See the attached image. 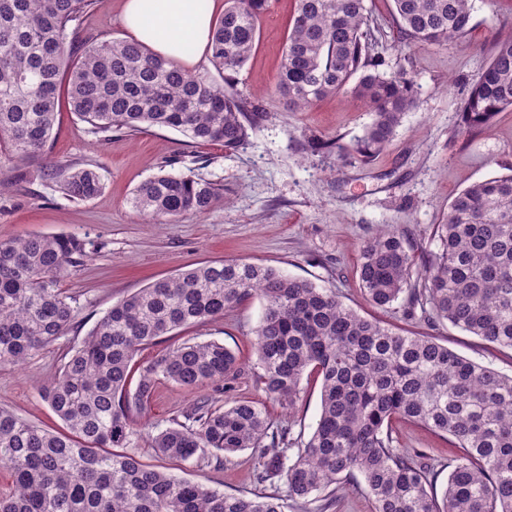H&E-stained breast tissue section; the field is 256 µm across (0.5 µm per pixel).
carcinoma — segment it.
<instances>
[{
  "label": "carcinoma",
  "instance_id": "1",
  "mask_svg": "<svg viewBox=\"0 0 512 512\" xmlns=\"http://www.w3.org/2000/svg\"><path fill=\"white\" fill-rule=\"evenodd\" d=\"M270 0H226L214 24L210 60L219 79L192 75L133 41L83 38L95 0H0V156L40 159L41 175L70 200L105 185L102 167L75 169L46 156L60 93L95 133L170 128L226 150L244 144L263 106L226 84L250 58ZM406 39L446 47L468 43L473 0H392ZM367 0H297L276 88L291 112L349 93L372 113L356 152L365 161L390 142L416 107L413 80L379 67ZM512 110V29L493 32L490 57L465 99L467 130ZM218 197L199 178L158 174L133 191L153 224L207 212ZM434 236L439 250L417 259L404 235L383 229L361 247L366 298L431 326L448 323L512 350V173L475 182L449 204ZM75 236L0 241V366H18L64 335L76 311L58 288L86 255ZM256 294V383L288 411L303 378L322 379L321 413L308 439L293 422L275 426L260 403L197 401L185 421L152 436L161 460L221 466L246 449L271 454L255 480L283 487L226 495L140 459L142 410L160 380L191 391L234 380L243 366L217 341L184 343L139 367L137 353L162 336L224 315ZM66 426L52 432L0 410V462L12 490L0 512H328L333 487L364 492L374 512H512V375L458 355L430 336L402 335L346 306L336 291L266 268L224 260L155 280L114 304L42 389ZM399 422L454 440L442 498L433 464L394 445Z\"/></svg>",
  "mask_w": 512,
  "mask_h": 512
}]
</instances>
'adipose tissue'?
<instances>
[{
    "mask_svg": "<svg viewBox=\"0 0 512 512\" xmlns=\"http://www.w3.org/2000/svg\"><path fill=\"white\" fill-rule=\"evenodd\" d=\"M122 18L134 41L183 67L194 66L209 50L213 11L201 0H124ZM187 45L194 55L184 53Z\"/></svg>",
    "mask_w": 512,
    "mask_h": 512,
    "instance_id": "obj_1",
    "label": "adipose tissue"
}]
</instances>
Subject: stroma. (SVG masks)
<instances>
[{
	"label": "stroma",
	"mask_w": 512,
	"mask_h": 512,
	"mask_svg": "<svg viewBox=\"0 0 512 512\" xmlns=\"http://www.w3.org/2000/svg\"><path fill=\"white\" fill-rule=\"evenodd\" d=\"M122 4L96 0L89 33L106 40L127 39ZM373 8L385 68L413 76L417 106L403 115L387 147L366 162L353 150L371 121L359 100L331 95L309 111L291 112L271 90L295 0H271L251 57L233 75L237 92L267 111L238 150L198 143L169 128L96 134L68 105H61L50 158L79 167L103 166L108 171L106 186L91 200L71 201L53 180L40 177L38 161L29 164L26 181L0 182V241L67 234L90 244L89 257L59 283L76 311L73 324L24 366L0 367V408L33 425L62 431L63 423L41 389L107 310L154 280L224 259L268 266L334 289L345 305L393 331L436 337L464 357L512 374V350L447 324L432 327L405 319L399 309L376 308L358 281L361 245L378 229L403 233L415 252L437 251L434 226L451 200L474 182L512 172V111L499 113L490 125L471 132L459 124L460 105L488 61L492 31L512 28V0H473L468 45L445 49L403 38L392 20L391 0H374ZM313 139L326 141L327 149L311 151ZM162 171L208 180L221 196L203 215H188L172 224L147 223L130 199L138 184ZM263 310L259 297L248 298L223 316L145 346L136 362L146 364L185 342L210 340L250 359L253 331ZM231 396L260 402L274 424L293 423L307 436L321 411L319 380L304 382L288 414L246 372L229 394L219 382L192 391L161 383L138 421L153 432L168 427L193 401L220 405ZM398 445L424 450L434 459V489L443 493L451 443L405 424L399 428ZM259 462V453L245 450L221 467L190 461L171 462L167 468L221 492L248 495L260 489L254 479Z\"/></svg>",
	"instance_id": "35a3bbf8"
}]
</instances>
